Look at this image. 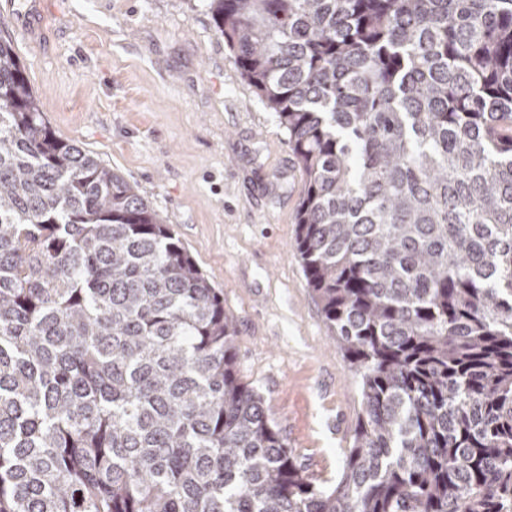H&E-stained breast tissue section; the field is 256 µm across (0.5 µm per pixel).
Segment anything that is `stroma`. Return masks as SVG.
<instances>
[{"mask_svg":"<svg viewBox=\"0 0 512 512\" xmlns=\"http://www.w3.org/2000/svg\"><path fill=\"white\" fill-rule=\"evenodd\" d=\"M0 19L52 132L135 185L224 295L238 369L298 463L330 478L361 409L293 249L302 182L209 0H38Z\"/></svg>","mask_w":512,"mask_h":512,"instance_id":"stroma-1","label":"stroma"}]
</instances>
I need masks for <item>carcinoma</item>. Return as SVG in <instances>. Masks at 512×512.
<instances>
[{"label":"carcinoma","instance_id":"1","mask_svg":"<svg viewBox=\"0 0 512 512\" xmlns=\"http://www.w3.org/2000/svg\"><path fill=\"white\" fill-rule=\"evenodd\" d=\"M302 176L361 413L331 482L117 170L0 34V512H512V0H210Z\"/></svg>","mask_w":512,"mask_h":512}]
</instances>
